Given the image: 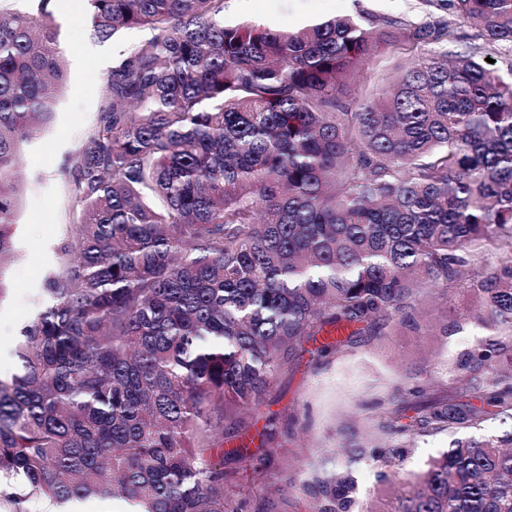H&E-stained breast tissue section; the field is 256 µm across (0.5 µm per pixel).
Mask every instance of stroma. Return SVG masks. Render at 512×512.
I'll return each mask as SVG.
<instances>
[{
	"instance_id": "stroma-1",
	"label": "stroma",
	"mask_w": 512,
	"mask_h": 512,
	"mask_svg": "<svg viewBox=\"0 0 512 512\" xmlns=\"http://www.w3.org/2000/svg\"><path fill=\"white\" fill-rule=\"evenodd\" d=\"M359 9L395 17L415 12L431 21L447 17L443 9L420 0H226L224 18L288 30ZM53 17L64 52L65 86L50 122L19 155L22 182L16 222L10 227L15 248L1 267L7 287L0 300L4 371L15 363L5 349L8 339L37 318L47 302L45 278L66 264L63 246L76 223L67 167L84 132L97 120L112 61L147 35L143 29H127L100 42L91 35L85 10H57ZM464 304L461 296L425 298L418 308L421 330L356 336L342 352L322 358L315 342L303 343L299 360L276 379L248 429L252 452L269 479L266 488L245 498L242 512H304L301 499L284 493L286 480L299 483L339 468L352 474L359 503L368 502L379 487L382 466L358 448L371 442L378 403L399 390L415 402L411 389L418 384L426 386L428 395H438L460 354L490 336L472 324L448 337L436 334L444 316L455 315Z\"/></svg>"
}]
</instances>
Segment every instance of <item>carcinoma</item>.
<instances>
[{
    "label": "carcinoma",
    "instance_id": "1",
    "mask_svg": "<svg viewBox=\"0 0 512 512\" xmlns=\"http://www.w3.org/2000/svg\"><path fill=\"white\" fill-rule=\"evenodd\" d=\"M0 4V260L20 146L63 83L50 0ZM94 35L148 36L112 65L70 169L77 224L50 303L0 377V505L115 500L136 512H240L227 410L251 416L303 340L421 328L459 290L512 338V68L451 49L462 24L512 48V0H441L431 24L358 10L273 30L225 0H85ZM386 48L416 57L371 90L346 80ZM506 349L462 353L448 393L379 404L377 447L512 419ZM477 396L481 406L470 402ZM229 455L266 473L245 448ZM307 512H353L347 475L300 486ZM360 512H512V431L456 438Z\"/></svg>",
    "mask_w": 512,
    "mask_h": 512
}]
</instances>
